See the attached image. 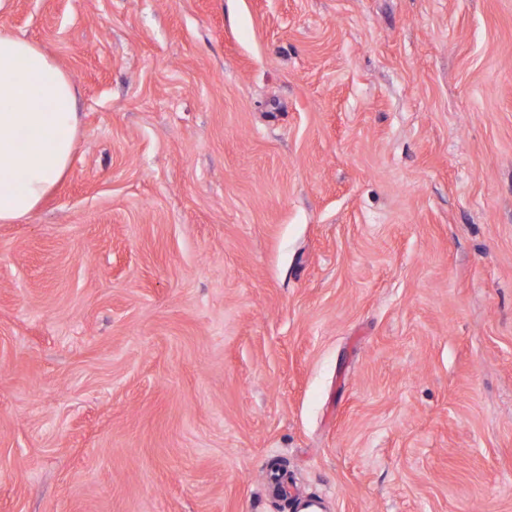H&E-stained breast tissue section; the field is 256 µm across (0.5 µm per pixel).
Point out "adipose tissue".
<instances>
[{"instance_id": "obj_1", "label": "adipose tissue", "mask_w": 512, "mask_h": 512, "mask_svg": "<svg viewBox=\"0 0 512 512\" xmlns=\"http://www.w3.org/2000/svg\"><path fill=\"white\" fill-rule=\"evenodd\" d=\"M78 126L68 76L36 44L0 29V223L31 216L67 174Z\"/></svg>"}]
</instances>
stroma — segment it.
Returning a JSON list of instances; mask_svg holds the SVG:
<instances>
[{
	"mask_svg": "<svg viewBox=\"0 0 512 512\" xmlns=\"http://www.w3.org/2000/svg\"><path fill=\"white\" fill-rule=\"evenodd\" d=\"M77 90L0 224V512H512V0H10ZM266 489L274 497L288 499L292 512H324L319 500L294 494L291 486L286 484L279 474L267 475Z\"/></svg>",
	"mask_w": 512,
	"mask_h": 512,
	"instance_id": "1",
	"label": "stroma"
}]
</instances>
